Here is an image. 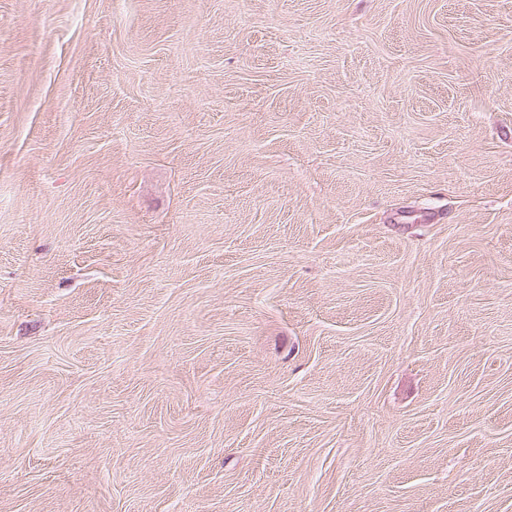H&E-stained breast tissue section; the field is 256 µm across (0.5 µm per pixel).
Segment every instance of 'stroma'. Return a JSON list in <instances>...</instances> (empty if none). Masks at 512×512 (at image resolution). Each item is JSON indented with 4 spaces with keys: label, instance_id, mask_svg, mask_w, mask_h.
Segmentation results:
<instances>
[{
    "label": "stroma",
    "instance_id": "35a3bbf8",
    "mask_svg": "<svg viewBox=\"0 0 512 512\" xmlns=\"http://www.w3.org/2000/svg\"><path fill=\"white\" fill-rule=\"evenodd\" d=\"M0 512H512V0H0Z\"/></svg>",
    "mask_w": 512,
    "mask_h": 512
}]
</instances>
